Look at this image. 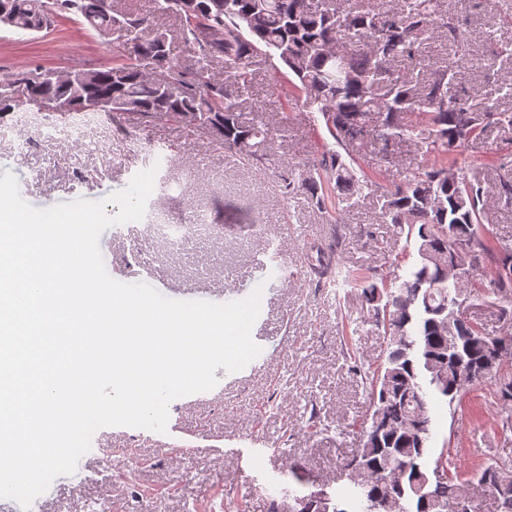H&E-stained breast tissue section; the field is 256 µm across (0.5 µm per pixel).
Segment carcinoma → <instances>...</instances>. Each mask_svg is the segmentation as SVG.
Masks as SVG:
<instances>
[{
  "label": "carcinoma",
  "instance_id": "obj_1",
  "mask_svg": "<svg viewBox=\"0 0 512 512\" xmlns=\"http://www.w3.org/2000/svg\"><path fill=\"white\" fill-rule=\"evenodd\" d=\"M116 0H0L17 30L41 32L58 16L74 15L112 37L119 60L95 71V80L75 89L35 67L0 84V117L32 95L65 105L64 114L93 111L118 116L136 112L150 119L189 123L208 132L224 150L250 164L271 149V127L246 118L240 102L259 56L275 57L297 81L309 108L319 113L336 144L303 165L295 179H282L288 200L299 193L315 198L336 216L354 207L369 190L377 221L396 237L414 243V252L396 254L390 268L343 270L338 247H318L310 257L320 278L338 277L361 289L365 322L383 336V355L358 366L372 401L371 413L352 427L363 437L356 456L343 462L344 492L331 500L312 495L332 489L322 483L300 495L284 492L288 512H459L460 500L477 485L512 512V462L488 463L472 477L448 469L447 449L431 447L430 404H452L478 386L512 402V338L497 348L479 322L464 316L459 299L489 290L512 300V257L501 256L485 227L489 222L481 181L466 165L448 170V155L483 138L495 126L512 133V112L490 102L480 106L458 92V73L470 55L462 23L439 0H403L398 8L339 6L335 0H155L154 10L133 14ZM180 21L179 36L198 48L194 64L170 55L169 30L154 24L157 14ZM152 30L151 37L140 33ZM443 34L455 47L442 65L423 64L429 38ZM156 69L145 78L136 61ZM224 67V78L215 64ZM417 138L425 162L382 184L355 168L370 152L393 153ZM457 241L468 245L476 266L448 287L446 269L455 266ZM454 350L448 351V345Z\"/></svg>",
  "mask_w": 512,
  "mask_h": 512
}]
</instances>
